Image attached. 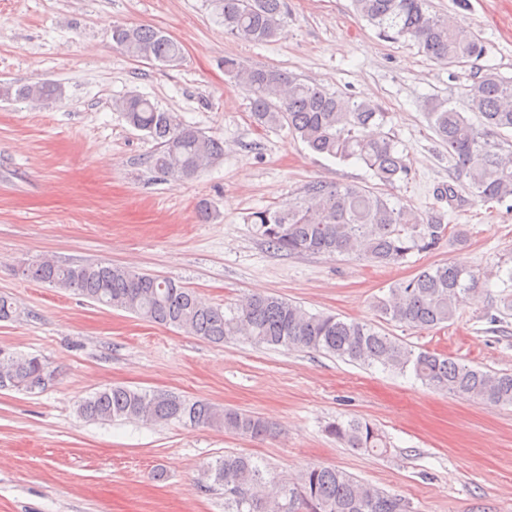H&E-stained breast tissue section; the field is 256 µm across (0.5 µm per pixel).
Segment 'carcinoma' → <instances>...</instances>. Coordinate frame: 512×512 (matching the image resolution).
<instances>
[{"label":"carcinoma","mask_w":512,"mask_h":512,"mask_svg":"<svg viewBox=\"0 0 512 512\" xmlns=\"http://www.w3.org/2000/svg\"><path fill=\"white\" fill-rule=\"evenodd\" d=\"M224 33L245 42H267L288 18L286 0H216ZM356 9L386 37H410L426 57L459 63L486 53L472 31L453 27L430 11L428 0H354ZM115 46L141 60L173 64L183 57L181 44L150 26L112 29ZM224 73L249 94L251 116L260 129L288 128L312 151L342 161L356 159L382 185L408 179L410 168L398 141L383 131L386 113L371 101L345 99L301 81L279 68H246L224 58ZM56 88L36 83L0 94L32 100L52 97ZM468 110L479 118L432 103L428 115L448 159L468 189L483 202L512 197V144L499 140L512 129V80L484 73L468 92ZM113 107L135 129L158 142L153 168L175 179L194 176L224 154L223 143L185 124L173 112L158 109L140 94ZM246 221L269 248L292 254L352 256L374 265H395L411 254L430 252L451 235L466 241L458 224L437 215L416 214L391 204L375 188L313 180L288 208L266 207ZM31 279L74 291L101 305L145 321L183 330L212 343L244 337L267 347L325 353L366 367L380 365L423 384L476 400L512 406V373L481 370L429 350L416 351L366 321L345 320L330 313L313 314L275 295H251L227 310L203 302L175 281L105 262L59 264L44 260L27 268ZM482 283L472 269L445 263L422 269L396 282L377 300L379 314L412 328L431 329L455 319L466 295ZM41 359L0 353V388L28 391L34 381L49 380ZM79 413L90 421L126 419L145 423L176 420L191 427L221 428L252 439L273 434L264 418L234 408L190 401L179 395L112 386L83 399ZM326 433L348 448L378 452L387 447L376 425L361 419L336 420ZM202 486L224 487V512H407L406 498L363 483L334 467L311 465L297 478L281 483L275 498L266 493L260 466L251 457L229 453L202 469Z\"/></svg>","instance_id":"obj_1"}]
</instances>
